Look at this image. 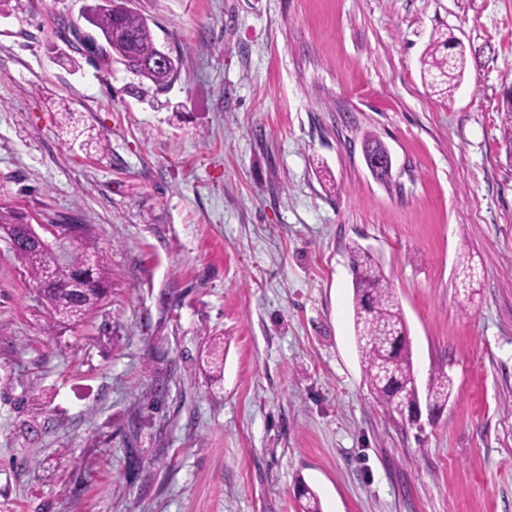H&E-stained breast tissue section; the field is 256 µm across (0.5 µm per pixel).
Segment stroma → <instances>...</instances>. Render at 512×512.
<instances>
[{
  "mask_svg": "<svg viewBox=\"0 0 512 512\" xmlns=\"http://www.w3.org/2000/svg\"><path fill=\"white\" fill-rule=\"evenodd\" d=\"M90 3L0 0V206L89 226L110 270L59 326L0 238V512H300L301 481L323 512H512V0H129L160 93L86 52ZM355 243L418 385L454 383L436 419L366 384ZM422 64L428 85L443 95L451 96L465 69V48L447 33H438L431 40Z\"/></svg>",
  "mask_w": 512,
  "mask_h": 512,
  "instance_id": "1",
  "label": "stroma"
}]
</instances>
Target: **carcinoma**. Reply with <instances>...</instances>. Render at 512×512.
<instances>
[{
  "label": "carcinoma",
  "instance_id": "1",
  "mask_svg": "<svg viewBox=\"0 0 512 512\" xmlns=\"http://www.w3.org/2000/svg\"><path fill=\"white\" fill-rule=\"evenodd\" d=\"M114 0H95L86 12V20L101 35L86 38V51L115 56L156 90L166 89L176 72L160 71L150 65L156 46L153 33L136 11L114 6ZM423 76L428 85L450 96L457 88L465 69V48L454 37L440 33L431 40L424 55ZM96 248L88 229L80 226V236L67 258L52 269L53 286L41 292L52 315L62 321L79 322L91 317L107 296L109 271L101 263L86 267ZM17 256L26 265L31 280L44 279L48 256L34 247H18ZM353 272V325L362 367L371 393L391 413L402 414L420 401L415 382L408 329L400 303L381 264L362 246L350 247ZM453 391L451 378L442 371L428 380L426 397L438 409H444ZM298 501L302 512H322L320 499L312 488L301 484Z\"/></svg>",
  "mask_w": 512,
  "mask_h": 512
}]
</instances>
